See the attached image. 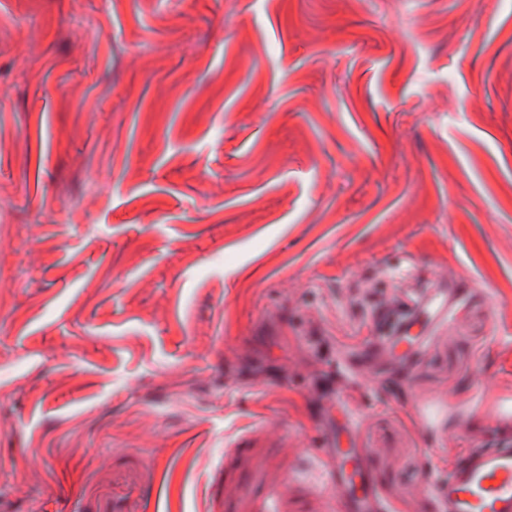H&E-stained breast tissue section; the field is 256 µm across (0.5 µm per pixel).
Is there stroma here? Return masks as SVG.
I'll list each match as a JSON object with an SVG mask.
<instances>
[{"label": "stroma", "mask_w": 512, "mask_h": 512, "mask_svg": "<svg viewBox=\"0 0 512 512\" xmlns=\"http://www.w3.org/2000/svg\"><path fill=\"white\" fill-rule=\"evenodd\" d=\"M509 394L512 0H0V512H330L347 409L433 512ZM470 296L458 283H431L409 299L404 308L378 313V331L370 346L378 371L392 362L410 364L425 348L434 329L447 325L457 305Z\"/></svg>", "instance_id": "35a3bbf8"}]
</instances>
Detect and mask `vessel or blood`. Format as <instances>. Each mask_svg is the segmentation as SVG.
<instances>
[{
	"mask_svg": "<svg viewBox=\"0 0 512 512\" xmlns=\"http://www.w3.org/2000/svg\"><path fill=\"white\" fill-rule=\"evenodd\" d=\"M468 297L458 283H433L410 298L406 307L378 314L371 351L377 368L410 364L425 348L431 331L453 321ZM317 456L327 477L335 512H391L380 494L372 454L364 448L326 443ZM436 512H512V444L468 451L447 470L425 482Z\"/></svg>",
	"mask_w": 512,
	"mask_h": 512,
	"instance_id": "b4317fda",
	"label": "vessel or blood"
}]
</instances>
